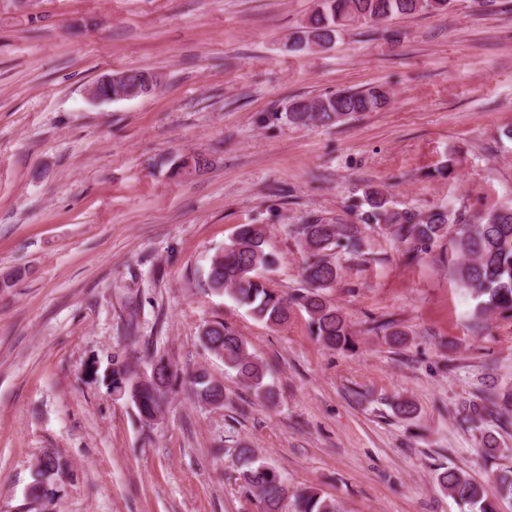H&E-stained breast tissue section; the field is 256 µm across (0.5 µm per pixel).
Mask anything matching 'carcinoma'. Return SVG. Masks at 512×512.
Segmentation results:
<instances>
[{"label":"carcinoma","instance_id":"carcinoma-1","mask_svg":"<svg viewBox=\"0 0 512 512\" xmlns=\"http://www.w3.org/2000/svg\"><path fill=\"white\" fill-rule=\"evenodd\" d=\"M452 0H321L304 25L288 39L289 50L313 52L327 49L338 34L355 24L385 23L400 15L444 11ZM133 86L149 82L156 88L161 77L140 69L127 71ZM390 101V92L381 84L361 90H340L314 98H295L282 112H269L262 121L283 122L295 127L310 124L333 125L361 112H379ZM359 223L340 224L318 216L298 227L307 260L302 268L306 287L282 295L269 288L257 271L276 264V256L267 250L268 230L263 224H242L230 243L215 253L206 271L209 287L248 308L258 320L270 326L288 323L291 311L304 310L317 341L330 350L349 351L354 340L349 325L336 305L326 296L339 277L334 253L342 248L360 253L362 226L384 225L388 233L404 245L403 256L414 264L439 251L452 252L451 275L455 283L476 302V319L486 315L512 312V203L493 205L466 220L446 206L427 213L401 208L383 192L365 193ZM201 340L205 347L234 370L239 379L263 401L274 404L276 391L265 381V365L250 353L246 340L232 327L214 321L205 324ZM373 329L386 332L395 345L407 340V333L385 321ZM147 369L141 371L127 363L112 360L105 379L112 394L127 399L139 419L153 420L166 405L172 386L184 381L197 401L224 403V386L204 369L190 375L179 373L171 359L156 350L147 351ZM483 404L474 406L466 420L500 418L512 411V391L487 389ZM240 462L238 479L256 500L260 512H341L335 500L312 486L290 487L280 471L260 458L254 448L237 449ZM62 471V463L52 452L41 455L33 467V482L27 491L29 504L53 497L49 483ZM441 487L465 512H500V501L512 498V479L497 480V493L458 470L447 469L439 475Z\"/></svg>","mask_w":512,"mask_h":512}]
</instances>
